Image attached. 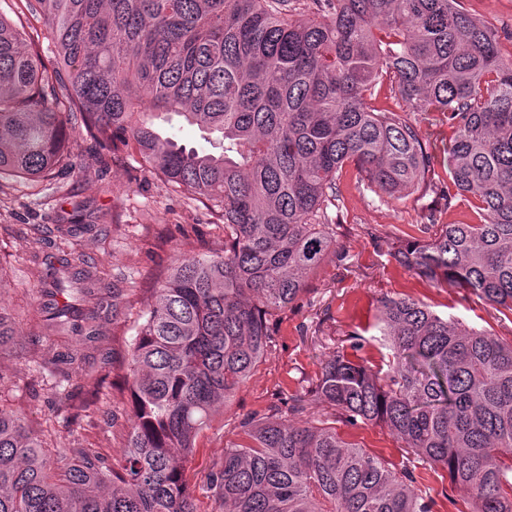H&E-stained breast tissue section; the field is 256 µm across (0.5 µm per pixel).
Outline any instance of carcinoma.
<instances>
[{"mask_svg": "<svg viewBox=\"0 0 512 512\" xmlns=\"http://www.w3.org/2000/svg\"><path fill=\"white\" fill-rule=\"evenodd\" d=\"M18 2L28 24L0 15V179L83 171L68 136H85L210 202L224 249L178 259L141 315L112 460L76 443L53 456L22 414L0 411V512H197L186 476L197 438L265 359L269 319L336 253L328 208L348 162L390 197L476 200L480 223L442 224L392 257L512 313V54L460 0H311L307 15L292 0ZM35 22L51 66L27 49ZM383 88L408 112L447 115L446 177H433L413 123L370 105ZM174 116L211 150L155 124ZM94 228L75 214L56 225L60 256L34 284V317L61 344L29 352L74 417L105 383L98 326L125 316L130 292L77 250ZM376 327L380 365L342 348L321 361L313 393L333 420L300 417L295 399V419L275 404L243 422L206 478L224 512H432L412 472L343 440L338 419L386 428L467 490L471 512H512V343L409 297L381 299ZM14 336L0 308V355Z\"/></svg>", "mask_w": 512, "mask_h": 512, "instance_id": "cac0c4a2", "label": "carcinoma"}]
</instances>
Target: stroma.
Wrapping results in <instances>:
<instances>
[{"instance_id": "obj_1", "label": "stroma", "mask_w": 512, "mask_h": 512, "mask_svg": "<svg viewBox=\"0 0 512 512\" xmlns=\"http://www.w3.org/2000/svg\"><path fill=\"white\" fill-rule=\"evenodd\" d=\"M408 119L437 160L447 159L452 136L447 118L439 112H421L409 114ZM76 147L89 159L80 175L59 173L37 190L21 180L0 181V270L7 281L0 290V306L16 317L19 346L18 354L0 359L6 382L0 408L24 409L33 424L109 457L124 442L121 430L112 425V413L130 400L129 392L117 388L125 372L121 362L113 361L109 368L110 385L99 403L73 418L59 410L49 376L25 354L31 340L46 346L57 342L56 337L40 336L29 315L34 298L31 273L54 253L47 236L32 234L30 227L55 228L77 209L84 223L106 225V235L85 234L78 249L94 259L105 278L136 284L125 320L105 321L99 327L104 347L119 354L131 338L138 315L150 304L153 288L175 260L221 250L224 224L207 204L172 192L133 159L99 156L88 140H77ZM338 185L339 217L330 227L335 256L309 278L298 300L278 313L265 361L231 404L218 408L212 427L197 440L188 477L198 512H219L205 478L223 456L225 444L236 440L244 419L267 412L279 395L302 396L306 416L326 419L324 406L312 393L321 360L333 350L352 348L358 357L379 364L385 351L375 327L381 298L423 301L440 315L512 343L511 314L497 312L455 284H433L401 268L391 256L406 237L425 240L441 224L478 223L474 201L465 198L448 209L431 192L420 197L381 196L368 187L352 163L343 168ZM431 212L437 215L436 224H424V215ZM355 333L365 339L358 349L351 339ZM336 430L343 439L379 454L392 468L412 470L415 488L432 500L433 512H466L468 494L451 485L444 471L408 453L384 428L340 422Z\"/></svg>"}]
</instances>
